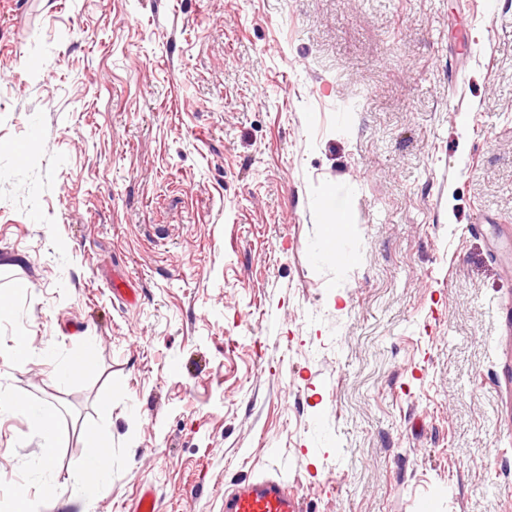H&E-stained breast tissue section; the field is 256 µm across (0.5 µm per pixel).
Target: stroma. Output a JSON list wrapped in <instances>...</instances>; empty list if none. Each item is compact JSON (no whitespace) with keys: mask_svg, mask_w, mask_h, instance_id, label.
<instances>
[{"mask_svg":"<svg viewBox=\"0 0 512 512\" xmlns=\"http://www.w3.org/2000/svg\"><path fill=\"white\" fill-rule=\"evenodd\" d=\"M505 224L512 0H0V512H512ZM328 219L330 222L326 223L325 239L328 250L334 252L336 239L351 233L352 222L346 212L340 213L328 210ZM81 469L87 479L78 484L76 495L85 503L84 512H90L93 510L97 487L112 475V463L110 459L107 463L100 461L93 452L90 454L87 450ZM296 487L274 477L245 481L224 494V512H302Z\"/></svg>","mask_w":512,"mask_h":512,"instance_id":"1","label":"stroma"}]
</instances>
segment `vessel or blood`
<instances>
[{"label": "vessel or blood", "instance_id": "obj_1", "mask_svg": "<svg viewBox=\"0 0 512 512\" xmlns=\"http://www.w3.org/2000/svg\"><path fill=\"white\" fill-rule=\"evenodd\" d=\"M224 512H303L296 487L274 478L245 481L224 496Z\"/></svg>", "mask_w": 512, "mask_h": 512}]
</instances>
